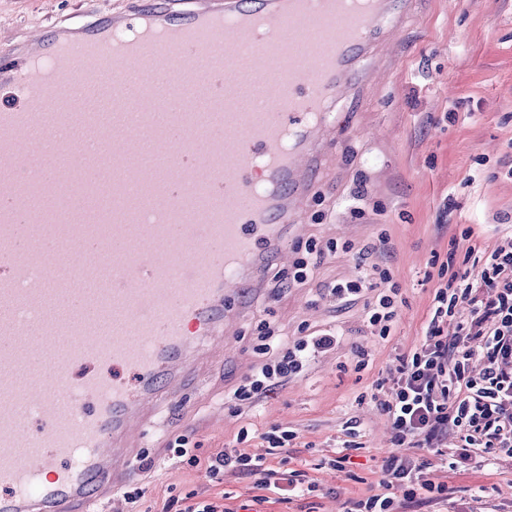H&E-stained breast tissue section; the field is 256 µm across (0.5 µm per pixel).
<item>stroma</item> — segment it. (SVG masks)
Instances as JSON below:
<instances>
[{
    "label": "stroma",
    "mask_w": 512,
    "mask_h": 512,
    "mask_svg": "<svg viewBox=\"0 0 512 512\" xmlns=\"http://www.w3.org/2000/svg\"><path fill=\"white\" fill-rule=\"evenodd\" d=\"M73 7V0H0V36L20 24L42 28ZM385 52L360 101L341 102L336 163L321 172L299 230L289 231L287 260L273 265L291 276L296 244L311 240L325 251L313 277L267 290L240 325L234 352L198 382L186 405L165 414L169 430L197 442L201 459L236 447L244 427L255 450L271 426L296 431L287 459L274 456L270 463L306 471L320 493L292 503L273 497L262 512H341L346 498L378 492L381 461L397 447L386 416L367 395L424 341L432 254L454 256L478 272L483 252L497 245L503 225H512V0H421ZM382 234L388 249L367 258L345 249ZM368 264L387 269L401 288L395 326L384 338L367 319L374 291L350 301L328 293L330 284L355 278ZM261 319L292 340L331 329L339 341L256 406L236 412L225 407L222 392L261 362ZM343 446L349 464L330 469ZM425 475L447 483V501L401 499L397 512H512V458L489 466L475 459L465 471L443 461ZM138 483L144 496L130 512H162L170 497L191 492L237 512L257 494L252 478L229 474L214 483L200 465L163 459L139 471Z\"/></svg>",
    "instance_id": "35a3bbf8"
}]
</instances>
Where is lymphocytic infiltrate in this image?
Returning <instances> with one entry per match:
<instances>
[{"mask_svg": "<svg viewBox=\"0 0 512 512\" xmlns=\"http://www.w3.org/2000/svg\"><path fill=\"white\" fill-rule=\"evenodd\" d=\"M448 277L435 285L425 325V342L401 359L399 375L378 383L370 394L387 415L398 442L415 440L417 447L433 448L435 441L457 429L459 464L474 457L512 458V231L482 257L477 277L455 268L446 260ZM387 283L371 310L369 321L379 336H388L394 325L400 292L388 274L364 272L352 281L329 288L334 297L347 299L372 287L374 280ZM453 336H445L447 324ZM263 360L228 396L232 407L253 403L273 392L289 375L303 371L316 354L335 347L330 332L311 334L293 341L277 337L269 324L260 326ZM171 458L195 466L204 465L210 480L223 481L226 472L245 474L260 490L280 495L283 502L316 493L319 485L305 472L290 475L271 469L265 455L243 448H218L206 461H199L188 436L171 445ZM426 462L392 455L383 460L382 492L363 499H350L345 512H393L396 493L415 499L418 492L443 497L446 484L424 478Z\"/></svg>", "mask_w": 512, "mask_h": 512, "instance_id": "1", "label": "lymphocytic infiltrate"}]
</instances>
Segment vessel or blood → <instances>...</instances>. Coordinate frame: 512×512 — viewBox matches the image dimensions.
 I'll use <instances>...</instances> for the list:
<instances>
[{
    "mask_svg": "<svg viewBox=\"0 0 512 512\" xmlns=\"http://www.w3.org/2000/svg\"><path fill=\"white\" fill-rule=\"evenodd\" d=\"M376 3L294 25L317 49L304 70L277 43L286 0H125L6 43L0 512H95L135 479L133 449L164 457L159 407L233 351L259 270L287 255L283 227L336 149L330 116L369 78L358 60L417 0ZM78 82L97 102L72 112Z\"/></svg>",
    "mask_w": 512,
    "mask_h": 512,
    "instance_id": "vessel-or-blood-1",
    "label": "vessel or blood"
}]
</instances>
